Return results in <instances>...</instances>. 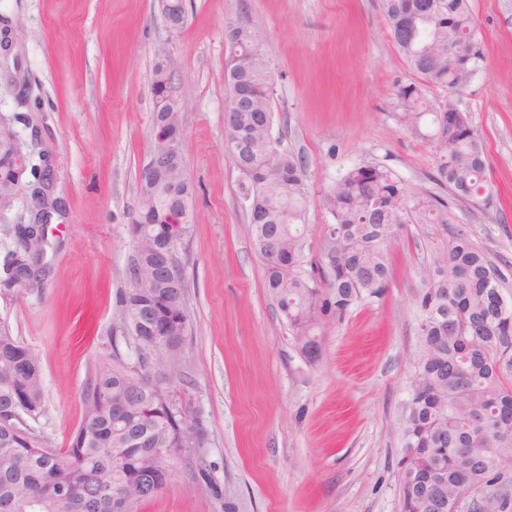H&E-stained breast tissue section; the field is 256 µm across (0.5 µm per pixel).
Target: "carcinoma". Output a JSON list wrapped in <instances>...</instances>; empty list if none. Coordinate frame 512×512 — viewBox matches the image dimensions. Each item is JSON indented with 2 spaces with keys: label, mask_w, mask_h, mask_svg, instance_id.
<instances>
[{
  "label": "carcinoma",
  "mask_w": 512,
  "mask_h": 512,
  "mask_svg": "<svg viewBox=\"0 0 512 512\" xmlns=\"http://www.w3.org/2000/svg\"><path fill=\"white\" fill-rule=\"evenodd\" d=\"M393 43L421 86L463 87L480 62L469 0H380ZM224 69L227 99L238 80L249 89L246 107L228 113L224 148L240 176L251 242L263 260L266 287L280 320L307 360L321 348L324 330L358 306L381 299L391 282L388 253L408 225L435 242L430 275L416 299L420 351L412 364L397 468L399 512H508L512 504V273L506 274L455 225L448 200L489 201L487 159L466 113L432 110L433 171L429 181L449 197L417 189L382 165L351 169L319 197L305 165L274 134V73L270 49L254 28L232 30ZM408 111L400 120L417 128L420 86L401 87ZM0 146V205L17 199L12 156ZM318 204L331 217L319 255L305 253L306 214ZM161 188L138 193L130 224V254L119 294L120 323L112 328L113 358L91 366L80 386L82 419L64 447L33 432L45 411L42 368L32 350L0 324V512H126L161 492L168 481L158 454L209 431L186 420L190 408L184 369L189 327L186 291L166 286L158 248L186 239L192 217L171 224ZM7 239L0 295L23 297L45 287L36 224L0 217ZM137 336L140 348L124 358L119 344ZM172 462L198 470L218 486L197 454Z\"/></svg>",
  "instance_id": "obj_1"
}]
</instances>
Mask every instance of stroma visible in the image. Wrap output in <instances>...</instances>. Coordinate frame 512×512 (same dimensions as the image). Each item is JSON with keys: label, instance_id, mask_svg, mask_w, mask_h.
<instances>
[{"label": "stroma", "instance_id": "obj_1", "mask_svg": "<svg viewBox=\"0 0 512 512\" xmlns=\"http://www.w3.org/2000/svg\"><path fill=\"white\" fill-rule=\"evenodd\" d=\"M482 60L454 97L482 137L489 204L457 203L459 224L512 262V0H469ZM166 23L161 0H0L18 38L26 99L0 80V117L50 149L58 249L45 288L0 298V320L37 356L55 446L80 424L88 366L110 360L120 322L129 226L150 151L151 77L161 56L186 117L183 155L195 187L182 250L188 282L186 368L210 443L204 461L222 497L175 467L140 512H398L399 424L419 350L416 296L433 245L409 230L393 250L382 300L324 332L307 361L279 319L255 253L238 174L224 150L227 23H249L275 70L274 131L302 157L313 196L349 170L379 164L428 190L434 154L399 119L416 82L386 32L379 0H185Z\"/></svg>", "mask_w": 512, "mask_h": 512}]
</instances>
